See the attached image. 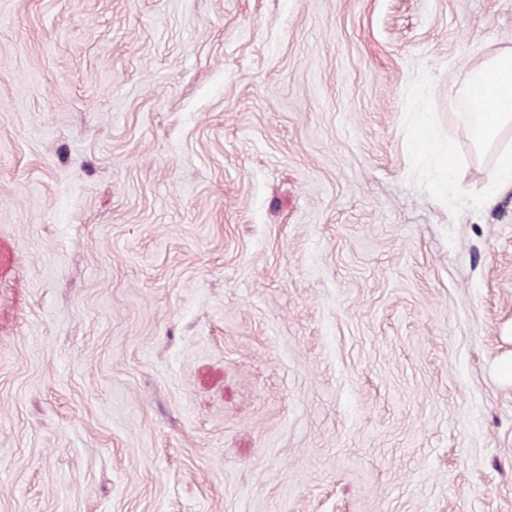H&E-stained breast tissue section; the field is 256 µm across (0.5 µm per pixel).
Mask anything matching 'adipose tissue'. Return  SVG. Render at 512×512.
Wrapping results in <instances>:
<instances>
[{
    "label": "adipose tissue",
    "mask_w": 512,
    "mask_h": 512,
    "mask_svg": "<svg viewBox=\"0 0 512 512\" xmlns=\"http://www.w3.org/2000/svg\"><path fill=\"white\" fill-rule=\"evenodd\" d=\"M512 85V46L504 45L487 54L482 61L470 66L461 84L449 85L448 95L466 100L471 109V122L465 132L474 149L484 153L494 151L496 177L488 187L485 197L495 200L512 190V145L503 143L505 132L512 131V106L500 107L492 100H477L474 91L478 86L495 89Z\"/></svg>",
    "instance_id": "1"
}]
</instances>
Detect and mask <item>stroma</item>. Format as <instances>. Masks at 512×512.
<instances>
[{"label":"stroma","mask_w":512,"mask_h":512,"mask_svg":"<svg viewBox=\"0 0 512 512\" xmlns=\"http://www.w3.org/2000/svg\"><path fill=\"white\" fill-rule=\"evenodd\" d=\"M509 40L512 0H0V512H512V194L448 96Z\"/></svg>","instance_id":"35a3bbf8"}]
</instances>
